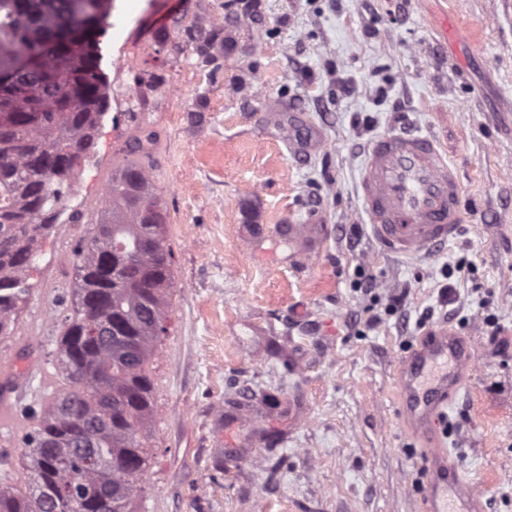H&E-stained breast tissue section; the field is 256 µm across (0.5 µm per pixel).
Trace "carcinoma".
I'll list each match as a JSON object with an SVG mask.
<instances>
[{
  "instance_id": "obj_1",
  "label": "carcinoma",
  "mask_w": 512,
  "mask_h": 512,
  "mask_svg": "<svg viewBox=\"0 0 512 512\" xmlns=\"http://www.w3.org/2000/svg\"><path fill=\"white\" fill-rule=\"evenodd\" d=\"M110 0H0V70L38 55L40 80L0 81V336L44 236L58 229L71 182L94 147L108 106L98 40L45 52L65 28L106 24ZM156 134L141 128L112 172L91 236L71 257L72 307L51 353L64 387L30 409L23 439L25 490L0 484V512H138L150 456V364L167 332L175 288L165 208L150 178Z\"/></svg>"
}]
</instances>
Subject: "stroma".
Instances as JSON below:
<instances>
[{
	"label": "stroma",
	"instance_id": "35a3bbf8",
	"mask_svg": "<svg viewBox=\"0 0 512 512\" xmlns=\"http://www.w3.org/2000/svg\"><path fill=\"white\" fill-rule=\"evenodd\" d=\"M458 23L474 43L448 37ZM100 46L109 107L18 309L41 330L0 336V367L39 395L29 362L61 320L39 296L69 292L67 257L146 125L175 288L139 512H422L395 371L447 268L453 313L433 322L474 354L449 459L483 512H512V0H112ZM401 125L430 130L464 185L457 240L413 259L380 250L356 191L370 140ZM360 268L402 314L356 291Z\"/></svg>",
	"mask_w": 512,
	"mask_h": 512
}]
</instances>
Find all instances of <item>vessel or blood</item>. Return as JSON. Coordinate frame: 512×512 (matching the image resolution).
Returning a JSON list of instances; mask_svg holds the SVG:
<instances>
[{"instance_id":"1","label":"vessel or blood","mask_w":512,"mask_h":512,"mask_svg":"<svg viewBox=\"0 0 512 512\" xmlns=\"http://www.w3.org/2000/svg\"><path fill=\"white\" fill-rule=\"evenodd\" d=\"M359 196L382 251L419 257L456 236L464 191L458 171L434 136L392 131L369 142ZM472 359L466 339L441 325L428 328L397 368L398 411L423 461V512L482 509L479 491L465 486L439 430L465 384Z\"/></svg>"}]
</instances>
